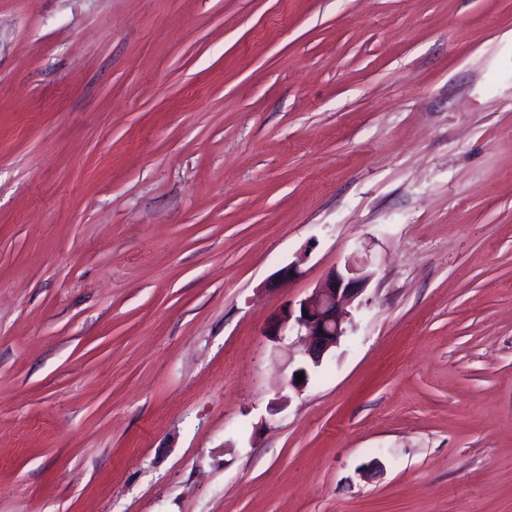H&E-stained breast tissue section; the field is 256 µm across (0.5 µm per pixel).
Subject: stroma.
I'll return each instance as SVG.
<instances>
[{"instance_id":"1","label":"stroma","mask_w":512,"mask_h":512,"mask_svg":"<svg viewBox=\"0 0 512 512\" xmlns=\"http://www.w3.org/2000/svg\"><path fill=\"white\" fill-rule=\"evenodd\" d=\"M0 512H512V0H0ZM370 277L366 262L349 260L343 268L332 269L310 296L296 306L285 304L274 316L266 336L276 342L285 332H293L303 345L301 365L291 375L293 386L300 388L307 384L309 368L319 367L346 336L351 324L348 307L363 293ZM300 372L303 378L297 382Z\"/></svg>"}]
</instances>
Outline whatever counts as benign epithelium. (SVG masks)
Masks as SVG:
<instances>
[{
	"label": "benign epithelium",
	"instance_id": "obj_1",
	"mask_svg": "<svg viewBox=\"0 0 512 512\" xmlns=\"http://www.w3.org/2000/svg\"><path fill=\"white\" fill-rule=\"evenodd\" d=\"M370 277L366 262L349 260L342 268L332 269L310 296L295 306L284 305L274 316L266 335L276 342L285 332H293L303 345L301 365L291 375L293 386L307 384L309 369L319 367L347 334L351 324L348 307L363 293Z\"/></svg>",
	"mask_w": 512,
	"mask_h": 512
}]
</instances>
